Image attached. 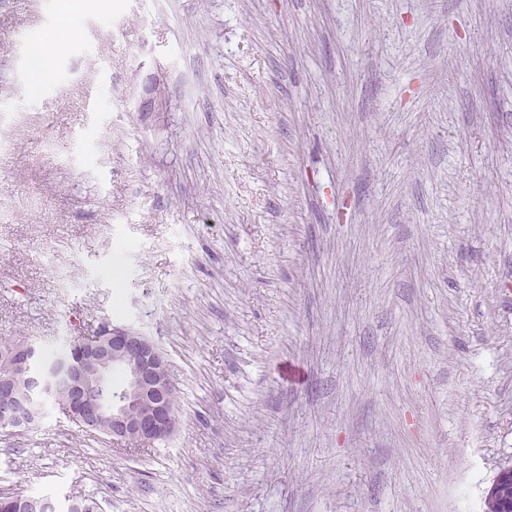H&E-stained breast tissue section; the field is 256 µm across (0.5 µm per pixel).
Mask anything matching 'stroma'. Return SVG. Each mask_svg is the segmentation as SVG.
<instances>
[{
  "instance_id": "stroma-1",
  "label": "stroma",
  "mask_w": 512,
  "mask_h": 512,
  "mask_svg": "<svg viewBox=\"0 0 512 512\" xmlns=\"http://www.w3.org/2000/svg\"><path fill=\"white\" fill-rule=\"evenodd\" d=\"M63 3L0 0V341L150 336L179 426L132 448L47 405L0 433V493L484 512L512 465V0ZM154 75L168 107L138 111ZM75 36L76 31L71 28L58 32L54 39L52 55H46L38 48L32 51L30 73L36 84H42L52 77L53 59L63 56L68 52ZM33 58L36 59V66L32 65Z\"/></svg>"
}]
</instances>
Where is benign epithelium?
Masks as SVG:
<instances>
[{
	"instance_id": "benign-epithelium-1",
	"label": "benign epithelium",
	"mask_w": 512,
	"mask_h": 512,
	"mask_svg": "<svg viewBox=\"0 0 512 512\" xmlns=\"http://www.w3.org/2000/svg\"><path fill=\"white\" fill-rule=\"evenodd\" d=\"M166 107L165 85L154 76L143 88L138 111L160 112ZM35 349L30 342L16 346L13 369L0 378V431L15 434L28 429L34 398L53 394L62 381L72 393L64 413L88 430L117 441L134 435L143 442L166 439L176 431L168 360L150 337L105 326L81 337V347L63 361L62 370L39 379L28 376Z\"/></svg>"
}]
</instances>
